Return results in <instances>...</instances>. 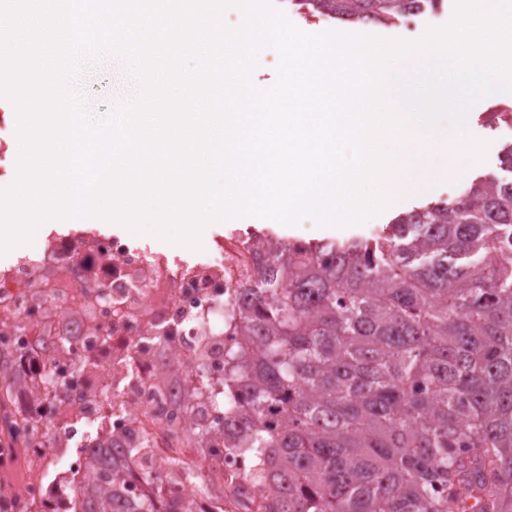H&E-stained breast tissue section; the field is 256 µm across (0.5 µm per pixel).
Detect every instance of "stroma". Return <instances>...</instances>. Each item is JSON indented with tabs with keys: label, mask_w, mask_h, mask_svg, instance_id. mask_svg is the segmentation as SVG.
Here are the masks:
<instances>
[{
	"label": "stroma",
	"mask_w": 512,
	"mask_h": 512,
	"mask_svg": "<svg viewBox=\"0 0 512 512\" xmlns=\"http://www.w3.org/2000/svg\"><path fill=\"white\" fill-rule=\"evenodd\" d=\"M273 2L291 22L311 34L333 31L347 35L365 34L383 40H400L406 37L400 28L394 26L367 28L359 24L333 20L316 12L310 13L298 9L291 4L290 0H273ZM70 86L84 94L85 111L92 117L106 115L117 103L136 97L142 90L141 84L132 76L130 61L120 54H108L97 60L85 61ZM499 102V96L486 97L479 101L468 115L464 129L465 138L473 143L484 142L488 145L484 161L474 165V172L488 174L497 170V155L507 137L502 131L490 127L485 115L493 111ZM393 217V212L383 211L364 222L343 227L322 226L311 218L304 219L296 225L248 224L228 219L208 224L205 237L210 240L221 235L225 239L233 240L260 232L284 240L300 237L313 242L354 236L368 237L371 236L374 228L386 226Z\"/></svg>",
	"instance_id": "35a3bbf8"
}]
</instances>
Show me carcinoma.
I'll use <instances>...</instances> for the list:
<instances>
[{
    "label": "carcinoma",
    "instance_id": "1",
    "mask_svg": "<svg viewBox=\"0 0 512 512\" xmlns=\"http://www.w3.org/2000/svg\"><path fill=\"white\" fill-rule=\"evenodd\" d=\"M414 0H297L343 22ZM238 292L224 432L251 455L255 512H512V178L367 238L297 245ZM93 464L85 512H192L180 491L130 501Z\"/></svg>",
    "mask_w": 512,
    "mask_h": 512
}]
</instances>
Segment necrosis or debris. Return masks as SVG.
Listing matches in <instances>:
<instances>
[{
    "instance_id": "4bbe7bcc",
    "label": "necrosis or debris",
    "mask_w": 512,
    "mask_h": 512,
    "mask_svg": "<svg viewBox=\"0 0 512 512\" xmlns=\"http://www.w3.org/2000/svg\"><path fill=\"white\" fill-rule=\"evenodd\" d=\"M260 261L244 239L215 237L188 263L78 225L0 263V458L26 468L18 501L84 512L98 449L138 440L195 512L215 480L224 512H245L246 458L210 451L194 415L224 426V353L239 344L224 304ZM61 462L70 491L55 497L45 478Z\"/></svg>"
}]
</instances>
